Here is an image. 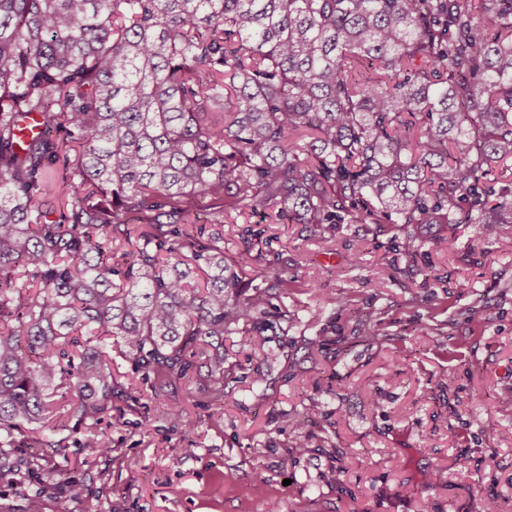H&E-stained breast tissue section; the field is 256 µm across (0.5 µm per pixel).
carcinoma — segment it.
I'll list each match as a JSON object with an SVG mask.
<instances>
[{"mask_svg":"<svg viewBox=\"0 0 512 512\" xmlns=\"http://www.w3.org/2000/svg\"><path fill=\"white\" fill-rule=\"evenodd\" d=\"M509 160L512 0H0V476L62 454L71 423L112 451V349L183 423L164 397L196 364L219 408L226 338L261 353L295 322L288 260L249 275L201 215L319 243L372 224L413 262L422 224L450 249L459 224H512L486 184ZM312 423L292 420L300 454Z\"/></svg>","mask_w":512,"mask_h":512,"instance_id":"cac0c4a2","label":"carcinoma"}]
</instances>
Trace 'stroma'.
I'll return each instance as SVG.
<instances>
[{"label":"stroma","mask_w":512,"mask_h":512,"mask_svg":"<svg viewBox=\"0 0 512 512\" xmlns=\"http://www.w3.org/2000/svg\"><path fill=\"white\" fill-rule=\"evenodd\" d=\"M329 250L297 224H267L263 244L247 256L261 270L274 254L293 258L298 287L287 303L298 320L271 337L266 361L237 345L238 365L223 409L203 391L204 377L170 394L186 408L176 426L157 408L150 386L138 399L123 390L139 383L132 362L112 356V407L98 426L110 454L83 447L71 433L56 468L87 486L67 512H512V224L490 243L462 224L456 249L422 228L423 255L408 263L389 235L363 225L328 227ZM350 295L352 304L337 302ZM365 320L384 342L355 337ZM442 322L420 336L416 326ZM334 325L339 352L308 353L303 340ZM271 381L253 389L255 371ZM377 390L379 401L368 393ZM316 424L305 453H296L291 416ZM495 425L496 437L484 429ZM344 453L343 489L327 481ZM447 472L429 487L423 475ZM266 480L254 482L253 470ZM48 469L20 485L0 478V512H27L43 492L44 512H58Z\"/></svg>","instance_id":"stroma-1"}]
</instances>
